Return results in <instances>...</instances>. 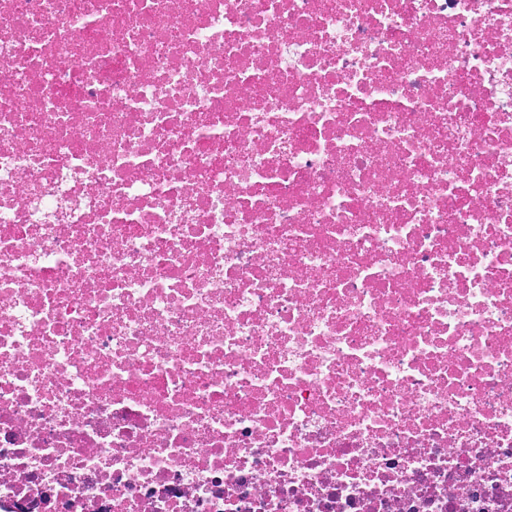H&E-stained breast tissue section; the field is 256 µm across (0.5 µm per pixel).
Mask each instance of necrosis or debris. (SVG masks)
Here are the masks:
<instances>
[{"instance_id": "obj_1", "label": "necrosis or debris", "mask_w": 512, "mask_h": 512, "mask_svg": "<svg viewBox=\"0 0 512 512\" xmlns=\"http://www.w3.org/2000/svg\"><path fill=\"white\" fill-rule=\"evenodd\" d=\"M0 512H512V0H0Z\"/></svg>"}]
</instances>
